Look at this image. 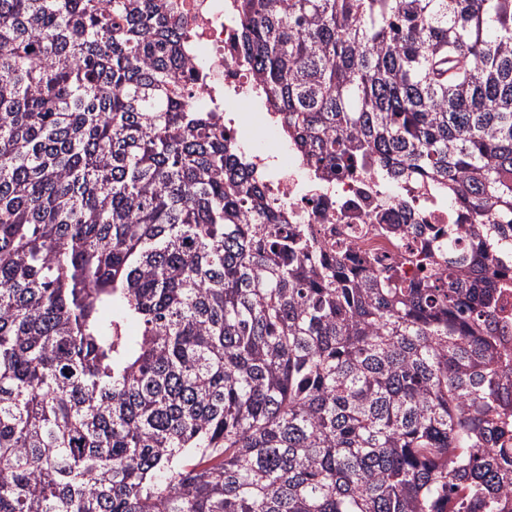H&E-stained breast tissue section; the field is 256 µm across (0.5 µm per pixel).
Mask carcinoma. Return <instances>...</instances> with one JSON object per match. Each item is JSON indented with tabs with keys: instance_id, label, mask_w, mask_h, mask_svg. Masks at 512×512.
<instances>
[{
	"instance_id": "carcinoma-1",
	"label": "carcinoma",
	"mask_w": 512,
	"mask_h": 512,
	"mask_svg": "<svg viewBox=\"0 0 512 512\" xmlns=\"http://www.w3.org/2000/svg\"><path fill=\"white\" fill-rule=\"evenodd\" d=\"M238 2L294 146L512 226V0ZM189 66L169 0H0V512H512L497 236L358 275Z\"/></svg>"
}]
</instances>
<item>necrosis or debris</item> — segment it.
<instances>
[{"label":"necrosis or debris","mask_w":512,"mask_h":512,"mask_svg":"<svg viewBox=\"0 0 512 512\" xmlns=\"http://www.w3.org/2000/svg\"><path fill=\"white\" fill-rule=\"evenodd\" d=\"M175 2L186 56L199 77L191 89L193 103L215 112L225 136L240 146L251 129L243 118L244 105L259 107L257 120L264 127H280L277 113L262 111L263 89L239 48L236 0ZM244 157L287 223L306 228L322 243L353 237L354 256L380 259L408 280L429 275L430 270L415 264L406 239L378 229L381 214L404 225L416 241L431 239L448 225L470 221L467 209L449 202L428 178L406 173L385 181L367 160L354 172L329 176L311 158L282 142L276 150L252 149Z\"/></svg>","instance_id":"4bbe7bcc"}]
</instances>
